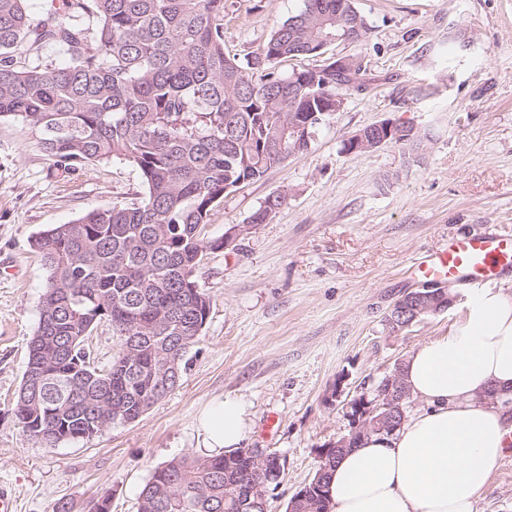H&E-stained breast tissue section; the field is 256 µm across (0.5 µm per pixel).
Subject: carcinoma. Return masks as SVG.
<instances>
[{"label": "carcinoma", "mask_w": 512, "mask_h": 512, "mask_svg": "<svg viewBox=\"0 0 512 512\" xmlns=\"http://www.w3.org/2000/svg\"><path fill=\"white\" fill-rule=\"evenodd\" d=\"M27 0H0V119L28 123L54 164L68 172L119 159L135 168L141 200L93 209L72 224L36 233L32 249L49 273L14 415L40 442L38 419L68 440L132 423L180 386L199 343L210 296L197 270L224 247L202 235L224 188L261 179L292 154L277 149L288 120H310L315 134L333 98L355 79L332 61L314 89L279 64L308 56L316 39L368 28L342 0H303L246 64L224 50V0H65L64 13L32 18ZM21 47L58 49L66 63L19 69ZM112 327V365L97 366L89 338ZM344 449L321 451L311 482L322 494H293L286 512H325L330 472ZM283 464L265 448L173 458L154 468L138 512H253L252 484L277 487Z\"/></svg>", "instance_id": "cac0c4a2"}]
</instances>
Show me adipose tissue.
Listing matches in <instances>:
<instances>
[{"instance_id": "ef3b65f1", "label": "adipose tissue", "mask_w": 512, "mask_h": 512, "mask_svg": "<svg viewBox=\"0 0 512 512\" xmlns=\"http://www.w3.org/2000/svg\"><path fill=\"white\" fill-rule=\"evenodd\" d=\"M402 369L422 407L391 436L366 438L338 460L334 512H473L512 444V425L486 397L512 395V295L473 294L452 333L412 351ZM247 415L243 401H213L197 417L203 447L240 448Z\"/></svg>"}]
</instances>
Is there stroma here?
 Here are the masks:
<instances>
[{
	"instance_id": "35a3bbf8",
	"label": "stroma",
	"mask_w": 512,
	"mask_h": 512,
	"mask_svg": "<svg viewBox=\"0 0 512 512\" xmlns=\"http://www.w3.org/2000/svg\"><path fill=\"white\" fill-rule=\"evenodd\" d=\"M369 34L335 53L360 55L364 73L310 149L263 179L226 192L204 234L234 233L208 253L197 279L211 298L181 385L139 420L55 447L17 424L27 343L48 271L30 247L39 231L70 224L143 193L116 159L66 173L27 123L0 120V485L18 512L68 503L87 512H137L160 464L203 449L194 423L218 398L246 402L248 448L285 462L268 512H285L312 478L324 445L348 434L344 407L373 393L416 347L449 335L471 286L451 283L455 304L394 332L386 316L417 288L408 268L448 237L512 231V0H354ZM303 0H224V47L246 61ZM390 119L412 126L418 149L387 143L349 154L344 141ZM285 204L265 223L250 216L272 195ZM474 512H512V456L503 457Z\"/></svg>"
}]
</instances>
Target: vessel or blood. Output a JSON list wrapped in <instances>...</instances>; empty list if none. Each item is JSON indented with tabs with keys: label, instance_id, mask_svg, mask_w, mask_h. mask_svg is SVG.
<instances>
[{
	"label": "vessel or blood",
	"instance_id": "vessel-or-blood-1",
	"mask_svg": "<svg viewBox=\"0 0 512 512\" xmlns=\"http://www.w3.org/2000/svg\"><path fill=\"white\" fill-rule=\"evenodd\" d=\"M512 269V232L489 231L474 236L449 237L439 250L410 268L426 281H464L479 285Z\"/></svg>",
	"mask_w": 512,
	"mask_h": 512
}]
</instances>
